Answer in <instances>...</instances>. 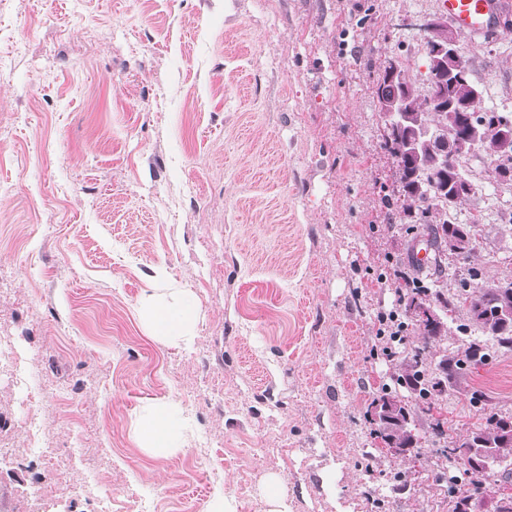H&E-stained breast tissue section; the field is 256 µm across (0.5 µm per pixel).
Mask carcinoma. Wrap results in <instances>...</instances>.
Listing matches in <instances>:
<instances>
[{"instance_id":"cac0c4a2","label":"carcinoma","mask_w":512,"mask_h":512,"mask_svg":"<svg viewBox=\"0 0 512 512\" xmlns=\"http://www.w3.org/2000/svg\"><path fill=\"white\" fill-rule=\"evenodd\" d=\"M473 87L469 80L448 85V100L466 103L468 108L455 113L462 136L444 141L435 131L444 125L448 113L438 111L439 104L433 96L420 98L407 81L384 77L377 84L376 95L380 100L395 95L410 98L408 111L388 119L385 146L394 157L400 184L399 196L392 204L412 218L416 237L428 243L430 268L424 274L409 265L400 272L404 293L398 298L397 317L404 326L413 325L419 330L422 344L406 353L391 383L372 399L373 405L391 406V411L376 422L373 434L386 448H401L405 456L416 455L419 440L411 428L412 408L426 412L431 417L429 441L437 459H459L467 465V488L453 499L452 512L478 508L482 465L499 468V498L493 505L494 512H512V493L505 492L506 485L512 482V416L489 411L483 426L453 440L448 434V420L441 411L440 395L445 383L465 367L484 364L490 355L487 342L474 339L469 342L464 358L440 360V377L434 375L427 362L428 348L448 336V312L456 299L466 307L470 325L497 345L512 347V316L504 315L506 311L512 312V282L473 286L471 280L478 276V271L469 268L467 276L457 280L456 297H448V237L472 242L473 224H455L444 218L448 208L461 205L474 192L475 184L461 165L462 159L482 150L489 156L494 172L512 171V150H504L501 144L503 130H512V113L476 109ZM424 128L431 129L433 134L420 140L417 152H409L408 140ZM472 128L479 129L475 142L465 139ZM415 301L434 307L438 318L428 323L416 320L408 310Z\"/></svg>"}]
</instances>
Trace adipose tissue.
Returning a JSON list of instances; mask_svg holds the SVG:
<instances>
[{
	"mask_svg": "<svg viewBox=\"0 0 512 512\" xmlns=\"http://www.w3.org/2000/svg\"><path fill=\"white\" fill-rule=\"evenodd\" d=\"M138 308L151 336L157 340L185 346L194 343L199 303L192 291L173 288L164 295L150 288L141 294ZM184 426L185 421L177 410L158 405L144 414L139 437L153 456L166 457L179 444Z\"/></svg>",
	"mask_w": 512,
	"mask_h": 512,
	"instance_id": "ef3b65f1",
	"label": "adipose tissue"
}]
</instances>
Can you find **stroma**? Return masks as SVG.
Wrapping results in <instances>:
<instances>
[{
  "instance_id": "stroma-1",
  "label": "stroma",
  "mask_w": 512,
  "mask_h": 512,
  "mask_svg": "<svg viewBox=\"0 0 512 512\" xmlns=\"http://www.w3.org/2000/svg\"><path fill=\"white\" fill-rule=\"evenodd\" d=\"M440 0H0V512H451L435 453L382 451L373 356L412 247L375 85L420 95ZM457 50L478 109L512 111V29ZM469 261L512 281V182L484 153ZM187 288L191 348L150 336L147 288ZM512 415V349L447 384L457 436ZM188 418L180 448L135 435L150 405ZM39 416L42 450L29 451ZM409 472L406 489L394 472ZM281 482V496L269 488Z\"/></svg>"
}]
</instances>
